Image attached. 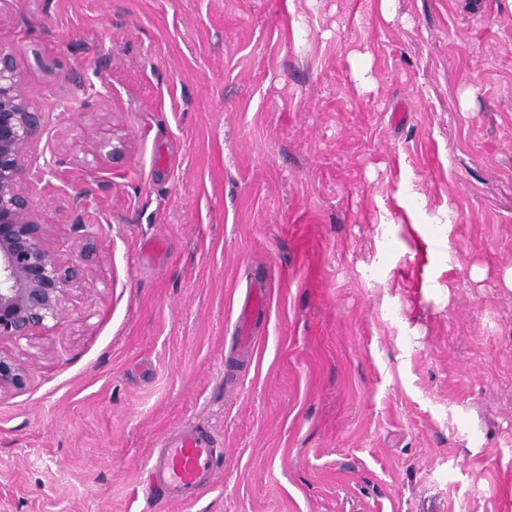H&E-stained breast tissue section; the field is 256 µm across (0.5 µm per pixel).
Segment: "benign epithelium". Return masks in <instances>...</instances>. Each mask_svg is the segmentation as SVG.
I'll return each instance as SVG.
<instances>
[{"mask_svg":"<svg viewBox=\"0 0 512 512\" xmlns=\"http://www.w3.org/2000/svg\"><path fill=\"white\" fill-rule=\"evenodd\" d=\"M12 52L0 47V341L26 339L60 317L83 266L47 242L30 201L29 163L42 128ZM31 364L0 352V393L21 391Z\"/></svg>","mask_w":512,"mask_h":512,"instance_id":"7a95c632","label":"benign epithelium"}]
</instances>
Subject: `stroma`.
I'll return each instance as SVG.
<instances>
[{
	"mask_svg": "<svg viewBox=\"0 0 512 512\" xmlns=\"http://www.w3.org/2000/svg\"><path fill=\"white\" fill-rule=\"evenodd\" d=\"M391 15L0 0L43 116L32 201L87 269L0 343L34 360L0 397V512H512V0ZM259 277L269 318L231 371ZM186 419L224 472L145 502Z\"/></svg>",
	"mask_w": 512,
	"mask_h": 512,
	"instance_id": "1",
	"label": "stroma"
}]
</instances>
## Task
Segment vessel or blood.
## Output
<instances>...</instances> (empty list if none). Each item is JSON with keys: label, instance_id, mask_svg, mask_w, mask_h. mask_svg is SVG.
Wrapping results in <instances>:
<instances>
[{"label": "vessel or blood", "instance_id": "vessel-or-blood-1", "mask_svg": "<svg viewBox=\"0 0 512 512\" xmlns=\"http://www.w3.org/2000/svg\"><path fill=\"white\" fill-rule=\"evenodd\" d=\"M268 290L264 282L255 283L240 303L236 323L239 347L254 348V327L268 315ZM218 442L214 433L199 423L187 420L160 438L151 452L148 484L167 500L195 503L212 486L220 468Z\"/></svg>", "mask_w": 512, "mask_h": 512}]
</instances>
